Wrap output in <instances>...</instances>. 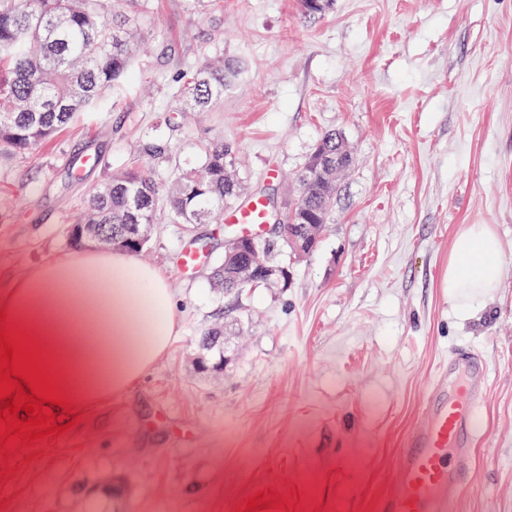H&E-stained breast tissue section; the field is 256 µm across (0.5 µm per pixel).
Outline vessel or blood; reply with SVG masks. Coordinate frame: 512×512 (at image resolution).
Segmentation results:
<instances>
[{"mask_svg":"<svg viewBox=\"0 0 512 512\" xmlns=\"http://www.w3.org/2000/svg\"><path fill=\"white\" fill-rule=\"evenodd\" d=\"M224 220L238 225L243 235H258L267 221V205L262 199H250L226 211ZM476 361L471 352L449 357L454 393L400 450L388 512H450L454 499L463 493L462 475L474 461L473 411L488 385L485 374L474 373Z\"/></svg>","mask_w":512,"mask_h":512,"instance_id":"obj_1","label":"vessel or blood"}]
</instances>
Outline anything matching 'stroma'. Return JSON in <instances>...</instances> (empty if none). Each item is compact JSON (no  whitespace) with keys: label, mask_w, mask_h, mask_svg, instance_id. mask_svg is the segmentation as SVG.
Listing matches in <instances>:
<instances>
[{"label":"stroma","mask_w":512,"mask_h":512,"mask_svg":"<svg viewBox=\"0 0 512 512\" xmlns=\"http://www.w3.org/2000/svg\"><path fill=\"white\" fill-rule=\"evenodd\" d=\"M157 24L102 108L35 150L0 154V289L68 252L93 190L150 164L238 149L243 198L282 204L321 135L353 157L319 248L286 283L215 291L230 227L160 220L139 262L181 301L167 353L122 395L15 447L0 512H240L256 493L305 512H385L400 448L431 412L440 367L474 352L489 375L467 491L453 512H512V0H148ZM241 70L207 112L166 125L184 69ZM98 164H90V157ZM472 224L496 234L500 284L461 314L448 259ZM201 260L178 270L187 250ZM223 330V373L198 371Z\"/></svg>","instance_id":"1"}]
</instances>
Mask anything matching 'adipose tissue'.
Returning a JSON list of instances; mask_svg holds the SVG:
<instances>
[{
    "label": "adipose tissue",
    "mask_w": 512,
    "mask_h": 512,
    "mask_svg": "<svg viewBox=\"0 0 512 512\" xmlns=\"http://www.w3.org/2000/svg\"><path fill=\"white\" fill-rule=\"evenodd\" d=\"M499 256L487 225L461 233L448 261L449 300L474 311L499 284ZM179 308L161 270L125 251L62 254L0 291V312L38 342L78 413L125 392L166 353Z\"/></svg>",
    "instance_id": "1"
}]
</instances>
